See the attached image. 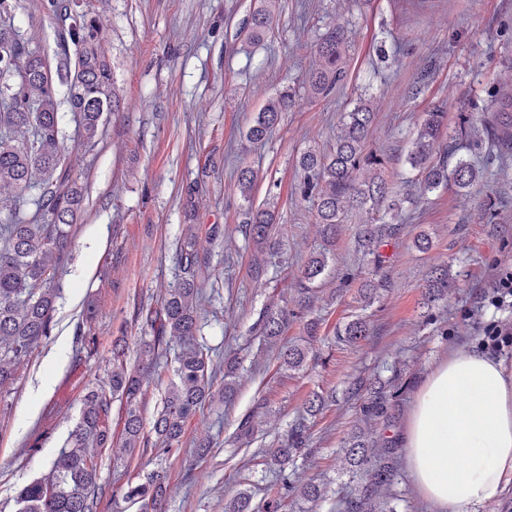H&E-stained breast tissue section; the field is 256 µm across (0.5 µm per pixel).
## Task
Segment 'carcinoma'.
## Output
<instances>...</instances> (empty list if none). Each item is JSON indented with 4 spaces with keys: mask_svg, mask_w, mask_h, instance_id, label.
I'll return each mask as SVG.
<instances>
[{
    "mask_svg": "<svg viewBox=\"0 0 512 512\" xmlns=\"http://www.w3.org/2000/svg\"><path fill=\"white\" fill-rule=\"evenodd\" d=\"M48 14L68 22L62 36L56 68H51L37 46L13 27L18 0H0V74L15 78V84L0 88V193H11L12 205L0 216V387L13 383L26 366L38 343L50 336L58 298L57 266L67 248L69 232L81 209L79 187L63 145L64 136L58 112L59 86L68 90L70 109L76 123L79 143L92 146L102 134L104 114L116 112L119 99L111 66L106 60L99 34L102 21L72 9L68 0H41ZM275 0H260L247 19L246 37L259 42L271 29ZM348 29L338 25L328 30L316 46V64L305 78L308 96L326 98L348 78L344 61ZM490 106L481 116V125L495 123L502 140L512 142V93L499 86L488 89ZM295 106V93L283 90L258 113L245 137L251 143L264 141L278 124L281 114ZM375 112L370 103L359 101L346 113L343 129L327 151L308 150L299 158L304 179L299 195L312 203L316 223L323 237L298 278L297 309L266 312L259 320V332L269 343L282 336L288 317L310 307L316 282L328 266L336 246V235L345 215L366 204L387 209L400 208L393 188L384 175L382 155L367 148ZM447 112L435 107L426 113L406 161L420 177L423 191L432 193L453 184L467 192L481 182L484 172L473 162L448 157L459 150L457 137H474L475 125L460 124L457 135L442 144ZM257 172L243 168L237 172V185L245 201H250ZM248 221L243 233L254 245L251 274L265 273L269 257L278 242L272 236L275 211L270 206L247 208ZM394 224H363L358 233L361 246L377 252L383 240L396 234ZM183 276L166 289L160 307L141 316L149 335L138 344L137 360L127 356L123 336L112 340L106 377L87 388L78 421L69 439L52 463L47 477L25 485L18 493L17 512H98L105 495L100 484L99 458L112 452L113 463L127 461L152 448L155 467L145 481L128 484L122 499L140 504L143 512H163L169 491V459L180 453L188 420L206 404L221 397L228 403L237 391L239 363L224 360V377L217 375L210 349L198 342V301L195 278L199 267L195 237L180 246ZM455 278L446 266L433 267L423 280V305L432 307ZM386 276L373 277L360 289V300L368 305L390 291ZM88 330L78 336L79 350L92 355L98 350V336L90 327L95 310L84 314ZM340 335L357 343L369 335L365 320L348 322ZM178 341L173 349L170 339ZM308 350L299 345H283L278 351L281 367L297 371L303 367ZM172 368L174 379L166 388L162 406L145 430L142 412L144 380L153 372ZM353 391L371 393L364 407L365 424L351 433L347 442V463L362 474V482L344 502L345 512H384L386 492L393 485V463L398 449L391 440L380 437L377 421L387 417V396L373 382L358 378ZM120 402L124 416L120 437L112 435V404ZM259 403L244 414L236 428V438L248 439L257 429ZM303 423L295 425L278 446L264 451L269 465L276 468L280 491L265 505L266 512H278L281 492L293 489L288 463L305 445ZM224 512H255L251 496L240 492L224 505Z\"/></svg>",
    "mask_w": 512,
    "mask_h": 512,
    "instance_id": "1",
    "label": "carcinoma"
}]
</instances>
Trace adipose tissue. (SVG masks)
Wrapping results in <instances>:
<instances>
[{
	"instance_id": "obj_1",
	"label": "adipose tissue",
	"mask_w": 512,
	"mask_h": 512,
	"mask_svg": "<svg viewBox=\"0 0 512 512\" xmlns=\"http://www.w3.org/2000/svg\"><path fill=\"white\" fill-rule=\"evenodd\" d=\"M397 441L433 512H477L512 493V369L484 350L449 347Z\"/></svg>"
}]
</instances>
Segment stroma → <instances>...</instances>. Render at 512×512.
I'll use <instances>...</instances> for the list:
<instances>
[{
    "label": "stroma",
    "mask_w": 512,
    "mask_h": 512,
    "mask_svg": "<svg viewBox=\"0 0 512 512\" xmlns=\"http://www.w3.org/2000/svg\"><path fill=\"white\" fill-rule=\"evenodd\" d=\"M81 9L106 18L101 43L121 96L94 148L72 138L68 102H61L64 143L83 189L81 212L69 248L58 266L54 328L40 342L17 380L0 388V512H15L25 484L46 477L77 422L88 384L104 373L112 339L124 336L137 348L140 311L158 307L166 288L182 276L179 246L194 231L202 264L197 286L204 298L198 340L215 362L236 355L238 390L228 404L214 403L190 418L182 450L169 462L165 512H224L239 492L262 508L274 473L265 449L276 447L295 424L306 423L308 442L288 472L296 486L280 512H340V500L360 482L345 460L344 443L363 426L366 394H352L355 379L376 376L402 386L393 435L408 414L415 391L449 346H479V323H512V311L479 309L478 301L498 270L512 266V162L501 163L495 136L463 145L459 156L485 170L468 195L452 189L421 194L405 162L426 112L443 107L449 129L461 116L481 115L489 86L512 84V0H278L269 34L248 41L244 21L255 0H76ZM15 26L47 58H54L61 23L44 13L40 0H20ZM349 30V78L317 101L304 90L315 45L328 28ZM386 47L395 64L380 63ZM298 104L261 144L245 133L269 98L281 88ZM372 98L376 120L371 148L388 160V179L403 210L399 231L374 256L357 242L361 225L377 211L347 215L335 258L309 312L319 334L301 371L280 368L276 347L258 336L264 311L279 310L295 295L297 276L321 238L315 214L296 191L304 178L298 160L310 148L330 147L346 112L358 98ZM250 167L261 180L255 204L277 201L279 247L261 278L250 274L253 246L241 231L248 215L236 187L237 171ZM195 187L187 197V187ZM497 218L487 223L485 201ZM432 236L418 252V231ZM392 281L391 291L371 306L358 293L375 258ZM448 265L457 285L424 321L421 285L430 268ZM98 310L93 327L97 355L76 354V336L88 304ZM365 317L368 340L349 345L336 331ZM325 406L305 415L312 393ZM268 414L250 444L235 440L239 418L257 403ZM206 442L210 451L197 458ZM151 454L113 466L103 453L100 476L107 494L101 512H138L117 496L144 481ZM326 486L313 503L298 491L308 482Z\"/></svg>",
    "instance_id": "stroma-1"
}]
</instances>
